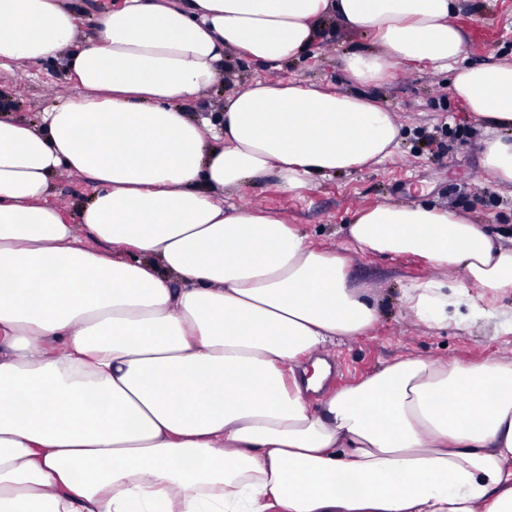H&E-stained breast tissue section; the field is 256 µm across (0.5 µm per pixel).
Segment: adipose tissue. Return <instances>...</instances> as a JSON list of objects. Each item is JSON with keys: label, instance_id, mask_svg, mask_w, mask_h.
<instances>
[{"label": "adipose tissue", "instance_id": "obj_1", "mask_svg": "<svg viewBox=\"0 0 512 512\" xmlns=\"http://www.w3.org/2000/svg\"><path fill=\"white\" fill-rule=\"evenodd\" d=\"M458 2L124 0L80 46L65 0H0V58L65 56L84 90L37 127L0 116V512H512V360L405 356L311 405L323 352L377 305L346 256L224 203L267 173L294 189L382 163L391 112L267 80L213 124L185 108L226 50L276 70L333 19L377 44L345 56L356 84L425 61L512 129V61L453 67ZM62 173L95 183L77 227L44 203ZM347 236L434 269L401 291L419 322L512 333L487 306L512 245L481 225L385 203Z\"/></svg>", "mask_w": 512, "mask_h": 512}]
</instances>
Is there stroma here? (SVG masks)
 Wrapping results in <instances>:
<instances>
[{
  "label": "stroma",
  "instance_id": "35a3bbf8",
  "mask_svg": "<svg viewBox=\"0 0 512 512\" xmlns=\"http://www.w3.org/2000/svg\"><path fill=\"white\" fill-rule=\"evenodd\" d=\"M122 4L123 0H68L77 17L78 44L95 39L98 17ZM456 23L464 36L459 66L512 61V0H461ZM373 45L370 35L332 21L307 51L274 73L246 56L226 53L217 82L188 104L193 115L210 116L227 97L273 74L303 86L361 92L392 112L400 127L398 149L383 163L318 176L288 191L275 176H264L227 196V203L278 216L299 227L315 245L331 250H345L343 228L357 212L385 202L453 211L501 235L503 243L512 242V185L488 177L482 158L491 132L455 95L451 73L426 62H410L401 64L381 86H357L345 71L343 58L349 51ZM79 93L64 58H0V111L9 116L35 124L42 112ZM93 191L88 177L63 174L54 179L47 203L74 224L79 207ZM345 252L350 278L369 288L379 314L364 334L329 349L333 373L326 390L358 382L403 356L462 364L490 356L512 358V334L496 332L493 324L429 329L416 322L399 295L404 284L431 276L430 266L421 259Z\"/></svg>",
  "mask_w": 512,
  "mask_h": 512
}]
</instances>
